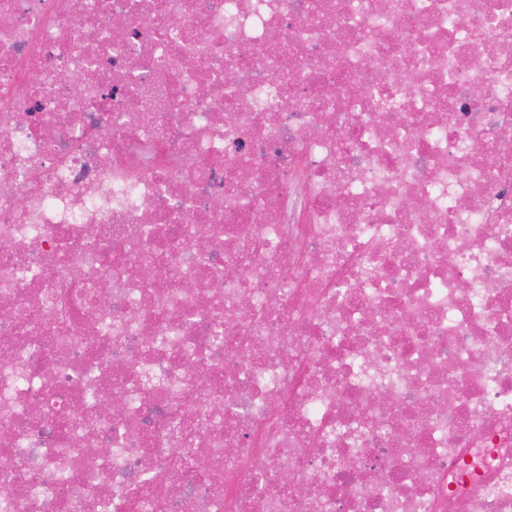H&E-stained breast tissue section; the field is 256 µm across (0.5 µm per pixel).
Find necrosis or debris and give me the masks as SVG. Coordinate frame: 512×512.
<instances>
[{"label": "necrosis or debris", "mask_w": 512, "mask_h": 512, "mask_svg": "<svg viewBox=\"0 0 512 512\" xmlns=\"http://www.w3.org/2000/svg\"><path fill=\"white\" fill-rule=\"evenodd\" d=\"M0 512H512V0H0Z\"/></svg>", "instance_id": "1"}]
</instances>
